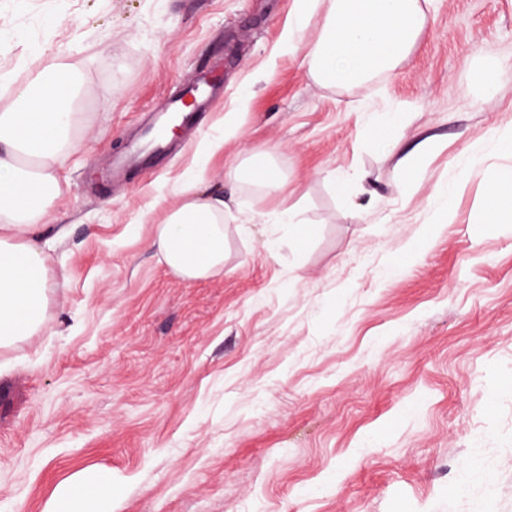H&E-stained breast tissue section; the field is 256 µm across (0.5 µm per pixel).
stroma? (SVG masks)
I'll use <instances>...</instances> for the list:
<instances>
[{
  "mask_svg": "<svg viewBox=\"0 0 512 512\" xmlns=\"http://www.w3.org/2000/svg\"><path fill=\"white\" fill-rule=\"evenodd\" d=\"M296 8L0 0V52L29 80L75 66L87 118L47 218L66 233L44 326L0 349V512H44L100 467L112 512H512V223L484 207L512 166L491 140L512 130V0H432L396 71L348 88L309 73L325 0L290 40ZM498 62L487 103L478 73ZM205 63L220 84L200 126L112 181ZM376 112L402 115L385 149ZM256 151L278 193L228 178ZM190 177L225 203L224 270L196 281L151 247ZM292 205L300 242L278 221Z\"/></svg>",
  "mask_w": 512,
  "mask_h": 512,
  "instance_id": "stroma-1",
  "label": "stroma"
}]
</instances>
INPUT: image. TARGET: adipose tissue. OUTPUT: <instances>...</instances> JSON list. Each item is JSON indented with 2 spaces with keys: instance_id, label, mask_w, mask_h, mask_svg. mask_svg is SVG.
I'll use <instances>...</instances> for the list:
<instances>
[{
  "instance_id": "ef3b65f1",
  "label": "adipose tissue",
  "mask_w": 512,
  "mask_h": 512,
  "mask_svg": "<svg viewBox=\"0 0 512 512\" xmlns=\"http://www.w3.org/2000/svg\"><path fill=\"white\" fill-rule=\"evenodd\" d=\"M432 0H329L307 52L309 72L323 86L349 87L395 71L422 38ZM80 77L60 63L17 90L0 110V349L44 325L49 288L43 221L60 194L58 171L77 147L74 131ZM233 179L277 191L283 176L270 153L251 155ZM151 246L185 280L224 269V203L187 185L156 225ZM112 471L97 468L62 483L46 512H112Z\"/></svg>"
}]
</instances>
